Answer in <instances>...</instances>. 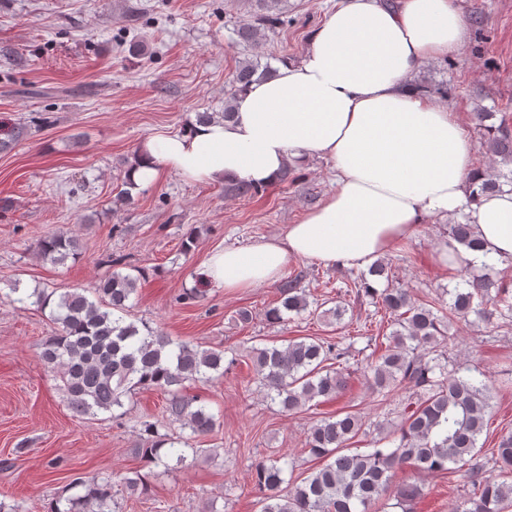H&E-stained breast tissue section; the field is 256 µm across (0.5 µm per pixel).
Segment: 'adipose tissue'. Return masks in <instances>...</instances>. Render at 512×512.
<instances>
[{
    "label": "adipose tissue",
    "instance_id": "ef3b65f1",
    "mask_svg": "<svg viewBox=\"0 0 512 512\" xmlns=\"http://www.w3.org/2000/svg\"><path fill=\"white\" fill-rule=\"evenodd\" d=\"M469 36L458 0H342L302 59L239 93L233 119L192 120L140 146L138 186L176 172L195 182L264 188L287 165L331 162L336 189L278 238L214 253L207 279L224 289L275 282L290 258L363 268L430 216L466 213L479 249L457 264L512 256V191L469 198L474 144L454 113L420 92L418 67Z\"/></svg>",
    "mask_w": 512,
    "mask_h": 512
}]
</instances>
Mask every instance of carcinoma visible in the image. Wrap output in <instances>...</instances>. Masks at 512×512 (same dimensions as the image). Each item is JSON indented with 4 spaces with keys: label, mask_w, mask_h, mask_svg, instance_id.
I'll list each match as a JSON object with an SVG mask.
<instances>
[{
    "label": "carcinoma",
    "mask_w": 512,
    "mask_h": 512,
    "mask_svg": "<svg viewBox=\"0 0 512 512\" xmlns=\"http://www.w3.org/2000/svg\"><path fill=\"white\" fill-rule=\"evenodd\" d=\"M254 20L236 29L237 42L253 44L269 32L288 24L278 11V0H253ZM270 63L248 60L238 67L225 93L224 112H235L237 94L256 79H269ZM491 112L474 113L481 132L480 145L494 156L512 163V131L505 124L488 125ZM512 185V175L480 174L481 193L502 191L503 182ZM476 245L468 223L448 225L444 246L448 252L459 246ZM38 256L63 264L79 254V242L64 232L50 233L35 245ZM99 278L91 288H35L13 299L37 307L52 306L51 320L57 325L41 351L43 361L58 370L59 389L68 409L76 417L95 418L124 407V398L136 389H155L167 395L166 422L178 425L179 433L159 434L162 422L140 423L141 455L144 462L173 471L186 466L185 450L193 457L211 454L209 448L193 443L220 426L216 414L198 396L184 393L185 383L209 384L224 377V351L206 349L166 336L148 324L131 319L130 300L137 295V279L118 270ZM387 264L378 260L369 273L354 282L356 296L392 316V330L386 336L383 353L371 358L364 376L370 388L381 394L402 386L412 393L400 423L387 431L396 436L393 448L374 447L366 452H346V445L362 433V419L352 411L325 416L311 425L305 446L318 464L307 476L291 484L285 478L288 462L269 456L254 469L255 483L262 497L260 512H372L382 496L391 493L401 512L422 496L414 482L393 483L397 469L410 465L427 473H463L460 498L454 512H512V432L500 435L490 460L497 475H485L477 461L476 448L487 426L495 395L512 390V376L493 380L479 368L463 361L452 363L439 352L449 338L454 320L474 314L480 319H512L509 288L496 284L489 274L472 275L464 287L451 292L448 311L434 301L414 298L408 289L388 286L380 289L371 281L384 277ZM279 305L266 317L284 321V313L297 315L309 308L298 277L288 276L280 286ZM348 349L338 342L296 337L285 346L272 345L254 351L252 366L264 398L283 413L302 409L316 398L332 401L347 386ZM334 362L336 367L329 366ZM189 434H184V431ZM127 492L147 489V477L140 470L119 476ZM73 493L52 500L47 512H118L114 500L113 476L74 477Z\"/></svg>",
    "instance_id": "1"
}]
</instances>
